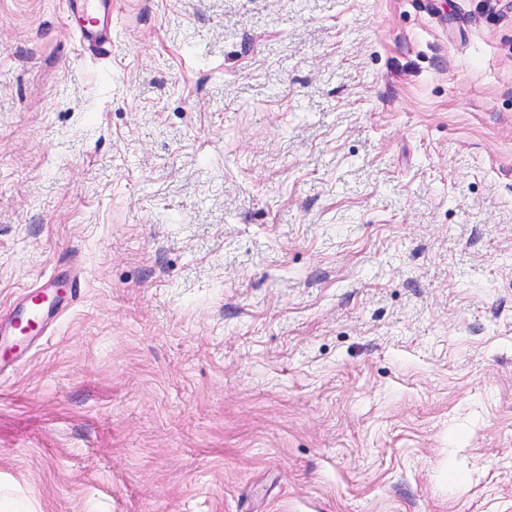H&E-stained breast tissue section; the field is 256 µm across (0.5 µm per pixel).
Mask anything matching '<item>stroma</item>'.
<instances>
[{"label":"stroma","mask_w":512,"mask_h":512,"mask_svg":"<svg viewBox=\"0 0 512 512\" xmlns=\"http://www.w3.org/2000/svg\"><path fill=\"white\" fill-rule=\"evenodd\" d=\"M113 14L0 0V504L512 512V0ZM98 23L95 19L91 28H80V45L82 50L90 56L105 58L112 53V4H110L107 24L101 32H94L93 27Z\"/></svg>","instance_id":"35a3bbf8"}]
</instances>
